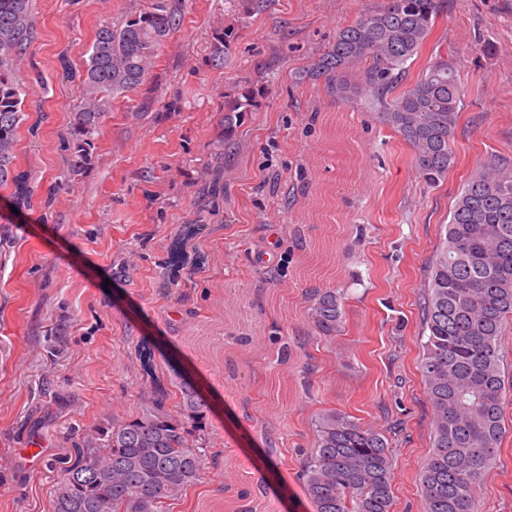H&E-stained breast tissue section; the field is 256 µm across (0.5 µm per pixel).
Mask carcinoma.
Here are the masks:
<instances>
[{"label": "carcinoma", "instance_id": "cac0c4a2", "mask_svg": "<svg viewBox=\"0 0 512 512\" xmlns=\"http://www.w3.org/2000/svg\"><path fill=\"white\" fill-rule=\"evenodd\" d=\"M183 0H150L119 27L99 25L82 71V99L70 129V188L85 174L112 98L144 85L152 61L182 22ZM447 0H383L351 24L300 81L322 83L338 100L365 99L376 119L412 152L416 174L436 185L446 179L464 96L445 57L410 77ZM36 38L33 0H0V186L14 180L15 149L29 86L17 65ZM237 39L226 27L213 37L210 60L224 66ZM249 85L224 96L223 142L218 159L235 155L236 133L256 108ZM429 259L420 303L426 338L419 371L432 411L430 448L418 483L422 512H475L476 488L495 465L506 436L504 363L512 319V161L493 158L464 183ZM307 327L283 340L286 362L310 334L339 335L345 293L310 281L305 289ZM206 403L182 393L180 410L201 417ZM396 427L364 426L327 409L312 426V446L301 470L313 512H391ZM221 453L160 407L101 423L85 431L77 462L51 490L52 512H169L198 484L206 462Z\"/></svg>", "mask_w": 512, "mask_h": 512}]
</instances>
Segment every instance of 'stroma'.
Masks as SVG:
<instances>
[{
    "label": "stroma",
    "instance_id": "1",
    "mask_svg": "<svg viewBox=\"0 0 512 512\" xmlns=\"http://www.w3.org/2000/svg\"><path fill=\"white\" fill-rule=\"evenodd\" d=\"M34 3L37 37L20 68L48 86L33 84L18 133L15 171L29 193L0 187V512H51L84 429L151 403L178 412L186 384L208 403L186 425L222 457L170 512H219L220 483L235 493L262 480L254 512H313L299 474L326 408L370 426L401 422L392 512H420L431 410L419 294L459 187L491 157L512 160V0H448L422 52L425 62L447 55L465 85L456 161L438 185L416 176L408 147L363 101L294 79L379 0H269L250 17L236 0H184L150 81L113 99L87 177L62 191L95 32L148 0ZM228 25L239 39L216 69L211 42ZM245 83L257 108L218 170L224 96ZM212 182L216 195L200 199ZM297 224L314 248L332 245L330 263L294 247ZM280 265V280L256 294ZM313 276L346 290L345 329L280 364L270 337L304 325ZM228 359L237 377L225 376ZM504 420L477 512H512V397ZM269 426L280 452L267 466L249 451ZM34 437L46 453L29 473L15 459Z\"/></svg>",
    "mask_w": 512,
    "mask_h": 512
}]
</instances>
